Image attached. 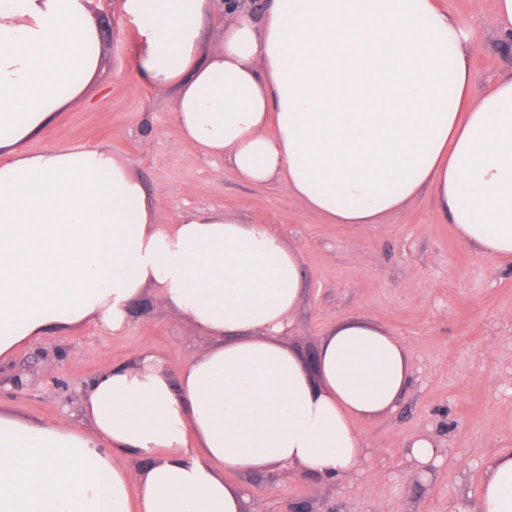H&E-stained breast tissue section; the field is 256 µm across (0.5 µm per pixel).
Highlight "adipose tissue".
I'll return each instance as SVG.
<instances>
[{
    "label": "adipose tissue",
    "instance_id": "obj_1",
    "mask_svg": "<svg viewBox=\"0 0 512 512\" xmlns=\"http://www.w3.org/2000/svg\"><path fill=\"white\" fill-rule=\"evenodd\" d=\"M213 9L119 0L134 71L171 92L184 141L243 182H285L331 224L431 191L464 241L512 261V74L476 92L465 33L435 0H264L206 54ZM100 48L93 0H0V363L50 329L120 335L149 287L212 342L174 374L150 353L105 364L78 423L0 408V512H247L225 471L353 470L356 421L394 411L412 381L392 331L341 322L307 368L284 340L300 252L275 228L214 210L165 224L108 147L26 150L97 81ZM474 508L512 512V451L487 460Z\"/></svg>",
    "mask_w": 512,
    "mask_h": 512
}]
</instances>
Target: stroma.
Here are the masks:
<instances>
[{
    "mask_svg": "<svg viewBox=\"0 0 512 512\" xmlns=\"http://www.w3.org/2000/svg\"><path fill=\"white\" fill-rule=\"evenodd\" d=\"M463 28L476 88L512 73V51L493 0H437ZM102 20L104 70L85 99L28 144L29 150L102 144L123 156L165 223L188 210L232 212L271 224L301 253L302 291L287 343L308 358L336 323L362 319L388 327L411 352L412 381L395 411L358 423L365 456L356 469L327 479L298 468L225 477L256 512L284 502L315 512H450L474 501L491 455L512 449V265L461 239L431 193L369 226L330 224L301 205L285 183L239 181L222 161L183 141L170 94L141 86L131 52L137 41L114 0H94ZM209 343L204 332L172 320L154 289L133 304L122 335L87 325L47 332L0 365V406L29 420L78 415L82 389L105 364L149 352L171 372ZM22 388H14V379ZM432 436L440 461L422 477L407 459L411 442Z\"/></svg>",
    "mask_w": 512,
    "mask_h": 512,
    "instance_id": "obj_1",
    "label": "stroma"
}]
</instances>
